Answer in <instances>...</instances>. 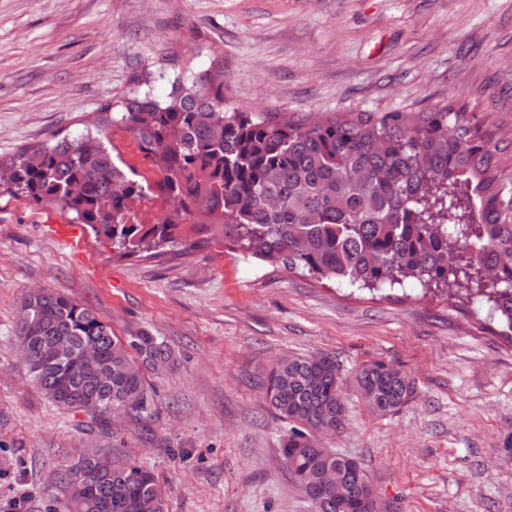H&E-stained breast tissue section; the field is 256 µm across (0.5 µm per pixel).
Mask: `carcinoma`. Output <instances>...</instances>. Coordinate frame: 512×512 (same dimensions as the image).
I'll return each mask as SVG.
<instances>
[{
    "label": "carcinoma",
    "mask_w": 512,
    "mask_h": 512,
    "mask_svg": "<svg viewBox=\"0 0 512 512\" xmlns=\"http://www.w3.org/2000/svg\"><path fill=\"white\" fill-rule=\"evenodd\" d=\"M117 122L142 159L160 173L152 185L113 157L101 117L75 139L26 147L0 160V194L72 215L124 257H159L229 239L253 258L289 272L378 291L414 280L461 302L488 303L512 331V178L501 171L509 145L472 112H349L296 118L242 112L227 102L224 65L183 69L164 97L133 90L118 101ZM165 213L151 224L130 208L145 192ZM20 341L32 381L57 406L80 409L106 433L112 414L150 415L142 366L170 361L166 345L144 333L129 339L89 308L38 290L21 306ZM87 346L98 360L84 361ZM356 386L369 410L387 415L414 393L409 375L384 362L363 366ZM266 400L288 424L285 464L318 505L312 484L338 454L317 449L345 426L346 399L336 360L301 355L277 361ZM99 448H85L61 474L70 512H168L153 471L115 457L95 473ZM365 488L348 486L349 512Z\"/></svg>",
    "instance_id": "1"
}]
</instances>
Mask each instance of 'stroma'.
<instances>
[{
    "mask_svg": "<svg viewBox=\"0 0 512 512\" xmlns=\"http://www.w3.org/2000/svg\"><path fill=\"white\" fill-rule=\"evenodd\" d=\"M224 60L247 112H472L512 130V0H0V157L79 136L152 75ZM48 207L0 196V512H67L55 484L80 448L156 474L169 512H316L288 472L263 382L278 358L328 355L345 383L327 448L361 464L380 512H512V332L420 286L380 292L288 272L231 241L123 257L40 234ZM34 288L82 303L174 364L145 370L153 407L110 434L34 385L17 347ZM385 362L415 390L387 416L355 388Z\"/></svg>",
    "mask_w": 512,
    "mask_h": 512,
    "instance_id": "1",
    "label": "stroma"
}]
</instances>
